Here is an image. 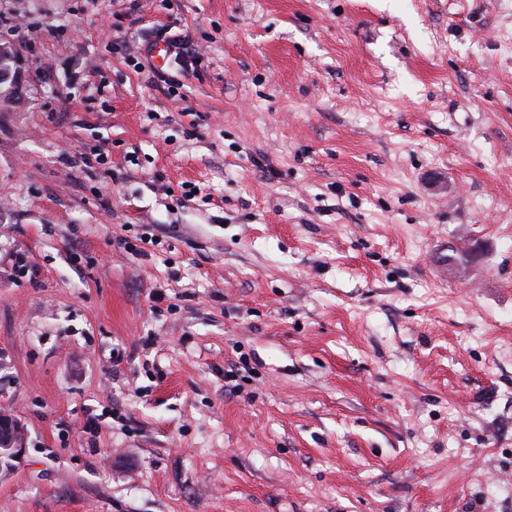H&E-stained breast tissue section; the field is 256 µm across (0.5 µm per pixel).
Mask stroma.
Segmentation results:
<instances>
[{
    "instance_id": "1",
    "label": "stroma",
    "mask_w": 512,
    "mask_h": 512,
    "mask_svg": "<svg viewBox=\"0 0 512 512\" xmlns=\"http://www.w3.org/2000/svg\"><path fill=\"white\" fill-rule=\"evenodd\" d=\"M0 47V512H512V0H0ZM169 32H165L162 37L166 42L168 48L172 53H176L177 57L179 56L186 68L192 69L193 65H195L199 59L198 53L195 49L187 46V43L181 39L178 35H168ZM15 56L6 49H0V99L11 98L20 79L15 66ZM25 449L23 427L16 416L0 413V472L10 470Z\"/></svg>"
}]
</instances>
